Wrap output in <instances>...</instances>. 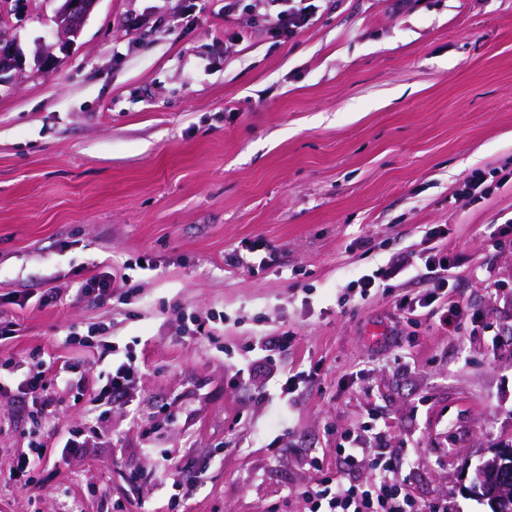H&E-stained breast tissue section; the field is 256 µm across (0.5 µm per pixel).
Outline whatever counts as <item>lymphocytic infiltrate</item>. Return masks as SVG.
Masks as SVG:
<instances>
[{
	"mask_svg": "<svg viewBox=\"0 0 512 512\" xmlns=\"http://www.w3.org/2000/svg\"><path fill=\"white\" fill-rule=\"evenodd\" d=\"M256 18L266 24L268 32L280 39L299 34L312 21L318 10L314 0H254ZM426 278L432 289L402 302L401 308L415 312L426 308L439 326L457 329L463 311L448 296V256L436 251L423 260ZM11 374L23 391H40L38 411L48 415L56 412L58 401L51 393L54 385L76 388L78 394L87 395L91 410L107 415L113 407L126 405L131 397L132 384L142 371L136 360L126 359L113 368L105 378L89 383L86 377H73L69 364H55L34 355L11 358ZM384 431L378 426L363 427L353 434L339 453L348 471H356L369 464L372 476L366 480L318 479L305 497L308 512H447L445 501L429 502L419 508L417 501L401 474L412 465L413 449L383 448L375 456H368L367 445L383 439Z\"/></svg>",
	"mask_w": 512,
	"mask_h": 512,
	"instance_id": "f902f5d3",
	"label": "lymphocytic infiltrate"
}]
</instances>
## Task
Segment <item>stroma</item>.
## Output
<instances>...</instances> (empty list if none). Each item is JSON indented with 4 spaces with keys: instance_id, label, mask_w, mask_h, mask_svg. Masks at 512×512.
Returning <instances> with one entry per match:
<instances>
[{
    "instance_id": "35a3bbf8",
    "label": "stroma",
    "mask_w": 512,
    "mask_h": 512,
    "mask_svg": "<svg viewBox=\"0 0 512 512\" xmlns=\"http://www.w3.org/2000/svg\"><path fill=\"white\" fill-rule=\"evenodd\" d=\"M54 8L0 9L27 59L0 84V365L40 352L105 374L130 356L141 407L100 419L54 387L21 492L32 423L5 385L0 512H306L374 418L413 449L419 500L490 512L466 488L512 444V0H323L285 41L244 2L100 0L46 71ZM475 169L480 199L462 191ZM260 244L277 264L231 263ZM443 248L457 331L400 309L423 277L349 286ZM115 268L126 291L82 292ZM284 332L290 349L260 351ZM75 430L112 440L61 458ZM160 462L193 489L179 506L133 483ZM45 445L42 442H36L35 447L32 448L33 454H23L18 457L15 467L14 475L16 479V487L25 489L31 483L30 472L34 468L36 459L40 460L43 457Z\"/></svg>"
}]
</instances>
